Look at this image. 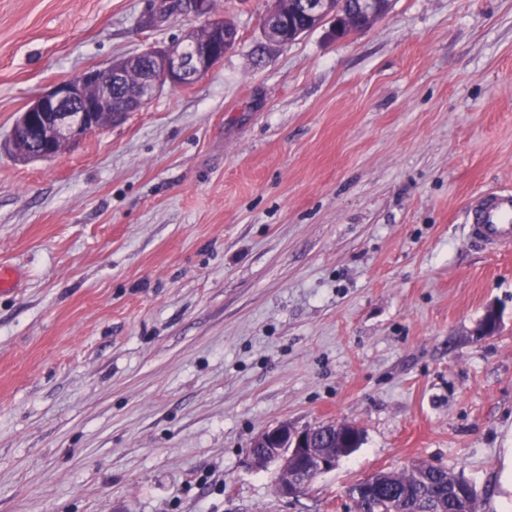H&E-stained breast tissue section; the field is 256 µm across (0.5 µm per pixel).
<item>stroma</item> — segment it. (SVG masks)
Returning <instances> with one entry per match:
<instances>
[{
    "label": "stroma",
    "instance_id": "35a3bbf8",
    "mask_svg": "<svg viewBox=\"0 0 512 512\" xmlns=\"http://www.w3.org/2000/svg\"><path fill=\"white\" fill-rule=\"evenodd\" d=\"M273 0H0V512H353L418 464L512 506V0H393L279 45ZM194 83L52 159L2 143L53 84L217 20ZM498 333L476 329L489 306ZM360 448L282 497L281 422ZM466 224L472 235L492 248L512 242V193L487 197L466 211Z\"/></svg>",
    "mask_w": 512,
    "mask_h": 512
}]
</instances>
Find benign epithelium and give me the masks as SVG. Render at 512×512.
<instances>
[{"mask_svg":"<svg viewBox=\"0 0 512 512\" xmlns=\"http://www.w3.org/2000/svg\"><path fill=\"white\" fill-rule=\"evenodd\" d=\"M284 3L304 18L312 30L336 19L334 0H277L276 8L264 21L266 36L275 43H282L280 14ZM356 9L371 23L385 15L381 0H357ZM212 28L222 30L223 41L209 46L195 43L190 47L178 43L151 47L140 53L145 65L138 89L116 110L112 109V86L125 79L117 61L105 69L86 71L78 81L54 84L18 116L10 133L12 150L28 160L53 158L58 153L56 145L65 147L97 131L100 115H106L111 124L121 122L127 113L142 110L163 85L182 87L193 83L211 71L235 45L233 30L224 29L218 21L212 23ZM314 432L312 427L297 428L283 422L263 431L256 439L263 454L252 456V460L276 466L279 491L286 498L304 494L299 475L313 480L334 470L340 461V457L315 448Z\"/></svg>","mask_w":512,"mask_h":512,"instance_id":"obj_1","label":"benign epithelium"}]
</instances>
